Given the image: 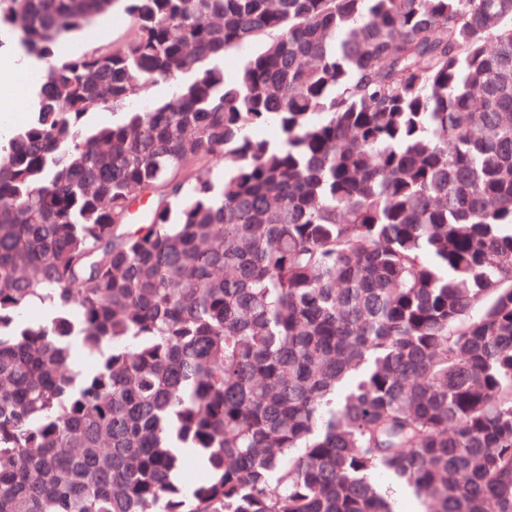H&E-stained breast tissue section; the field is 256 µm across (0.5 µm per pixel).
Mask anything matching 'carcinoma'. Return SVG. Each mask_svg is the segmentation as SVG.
<instances>
[{
    "instance_id": "cac0c4a2",
    "label": "carcinoma",
    "mask_w": 512,
    "mask_h": 512,
    "mask_svg": "<svg viewBox=\"0 0 512 512\" xmlns=\"http://www.w3.org/2000/svg\"><path fill=\"white\" fill-rule=\"evenodd\" d=\"M118 1L119 46L56 52ZM2 34L45 66L0 139V512H395L377 472L512 512V0H0Z\"/></svg>"
}]
</instances>
